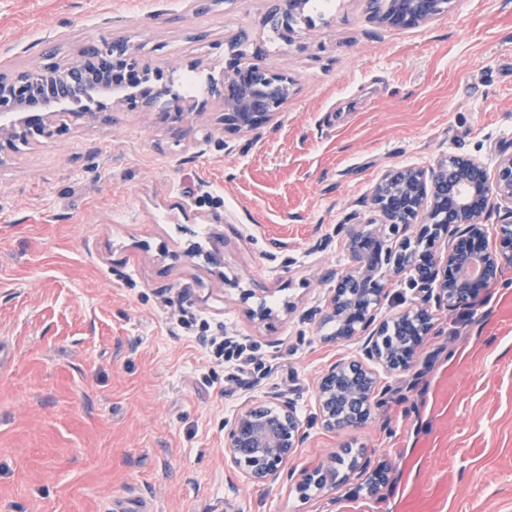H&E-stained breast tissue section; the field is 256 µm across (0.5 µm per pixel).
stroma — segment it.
<instances>
[{
    "instance_id": "obj_1",
    "label": "stroma",
    "mask_w": 512,
    "mask_h": 512,
    "mask_svg": "<svg viewBox=\"0 0 512 512\" xmlns=\"http://www.w3.org/2000/svg\"><path fill=\"white\" fill-rule=\"evenodd\" d=\"M331 2L287 43L263 30L268 0H0V70L124 37L197 75L207 102L191 128L123 108L0 153V512H512V267L435 312L410 366L380 373L365 423L325 429L315 406L363 343L330 313L350 215L390 167L463 153L492 167L512 150V0H451L406 29ZM242 31L294 93L233 135L204 86ZM381 274L379 322L419 301L413 268ZM179 305L255 365L211 362ZM282 400L304 423L288 472L349 448L385 471L378 492L252 485L225 466L239 408Z\"/></svg>"
}]
</instances>
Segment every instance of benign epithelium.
I'll return each mask as SVG.
<instances>
[{
  "label": "benign epithelium",
  "mask_w": 512,
  "mask_h": 512,
  "mask_svg": "<svg viewBox=\"0 0 512 512\" xmlns=\"http://www.w3.org/2000/svg\"><path fill=\"white\" fill-rule=\"evenodd\" d=\"M439 0H388L382 13L367 11L377 26L415 27L432 23L439 15ZM304 0H271L262 26L274 25L286 42L294 34L293 23L302 14ZM139 64L138 47L114 39L96 47V53H77L53 63L52 69L32 66L9 72L0 71V114L10 117L0 126V149L9 142L37 131L44 136L55 129L54 117L66 114L87 122H107V112H74L73 106L94 98L103 91L120 90L119 77L129 66ZM140 75L143 87L135 97L113 98L112 106L134 103L145 112L171 95L170 82L158 83V70L144 64ZM293 80L272 73L256 61L244 59L229 50L224 80L211 86L208 96L224 106V132L246 134L269 121L293 94ZM204 103L183 100L177 106L178 117L193 122ZM506 204L505 215L512 217V151L499 154L494 169L473 155H451L429 167L393 166L376 183L370 198L369 213L358 218L362 228L349 234V252L353 265L336 279L331 305L341 300L343 306L332 311L343 337L351 338L373 320L372 308L359 303V295L378 299L384 293L377 277L382 254H393L395 263L406 261L407 251L392 253L386 245L384 230L395 233L397 213L408 216V223L420 225L419 236L426 244L455 225L445 254L437 258L426 252L412 257L417 268L420 302L383 327L404 328L409 341L397 346L395 353L379 351L377 341L366 348L367 360L352 359L330 368L321 378L315 395L322 425L338 426L336 403H354L364 413L378 386L379 371L389 372L409 365L419 352L424 336L432 327L431 307L450 309L484 294L504 267L512 266V223L500 225L498 242L489 245L484 221L494 202ZM480 259L482 272L468 273L474 259ZM302 420L294 405L284 400L274 413L265 406H244L224 432V461L238 470L251 484L276 480L302 441ZM321 484L336 482V467L329 465L304 475L297 488L307 490L309 480Z\"/></svg>",
  "instance_id": "1"
}]
</instances>
